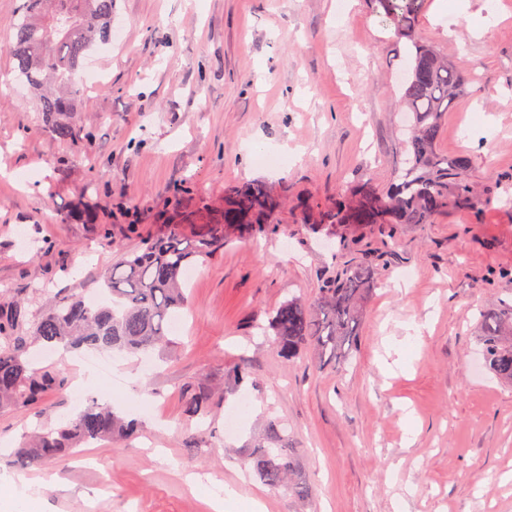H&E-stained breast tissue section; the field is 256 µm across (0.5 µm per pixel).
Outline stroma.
<instances>
[{"label": "stroma", "instance_id": "1", "mask_svg": "<svg viewBox=\"0 0 512 512\" xmlns=\"http://www.w3.org/2000/svg\"><path fill=\"white\" fill-rule=\"evenodd\" d=\"M21 3L0 0V310L27 300L32 324L31 289L89 298L144 240L193 236L163 222L167 206L220 209L242 182L283 203L273 232L231 238L197 266L167 351L120 357L92 382L60 350L37 354L35 368L70 384L47 397L53 416L79 414L73 389L88 384L142 431L21 467L15 451L39 419L0 409V512L21 473L39 479L45 512H214L207 493L227 486L232 512L255 500L261 512H512V386L472 369L479 309L512 300V0H427L419 38L467 79L437 149L469 156L482 205L396 225L392 239L309 214L364 182L387 191L403 159L397 77L411 45L370 0H116L122 37L83 62L102 83L80 88L76 142L54 138L31 92L9 85ZM263 152L286 166L256 164ZM358 256L374 270L355 359L284 361L263 332L270 314L313 301ZM200 386L219 420L207 461L191 466L184 399ZM243 396L242 428L225 433ZM272 418L302 457L308 506L254 477L248 448Z\"/></svg>", "mask_w": 512, "mask_h": 512}]
</instances>
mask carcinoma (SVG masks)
I'll list each match as a JSON object with an SVG mask.
<instances>
[{
  "mask_svg": "<svg viewBox=\"0 0 512 512\" xmlns=\"http://www.w3.org/2000/svg\"><path fill=\"white\" fill-rule=\"evenodd\" d=\"M425 3L372 0L395 35L412 44L401 79L413 127L403 145L404 165L384 194L369 184L341 191L332 207L318 212V226L426 224L451 202L473 210L481 204L467 179L468 156L441 154L436 148L446 116L464 90L465 77L430 43L416 38ZM113 6L114 0H24L10 23L15 78L35 94L38 111L58 140L78 137L72 121L73 78L94 45L109 40ZM279 206L280 199L261 183L236 185L225 194L224 209L207 214L193 237L170 233L149 239L106 269L101 275V300L52 297L35 288L32 297L39 300V314L26 331L18 314L24 302L1 311L0 408L33 409L46 394L66 386L53 369L30 370V348L35 344L117 351L136 358L169 345L175 322L190 309L187 271L224 248L229 232L244 237L260 230ZM371 283L369 264L352 262L327 280L316 302L296 298L282 302L267 326L280 356L289 362L311 349L324 363L348 355L357 340ZM479 344L485 369L512 384V302L479 311ZM209 407V394L194 392L186 399L185 415L203 420ZM137 432L136 421L118 418L110 404L91 397L76 417L57 426L44 423L19 455L25 463L53 461L80 446L105 439L119 443ZM249 455L262 484L274 490L286 488L301 503L310 501L311 487L302 479L300 460L280 421L268 422Z\"/></svg>",
  "mask_w": 512,
  "mask_h": 512,
  "instance_id": "carcinoma-1",
  "label": "carcinoma"
}]
</instances>
